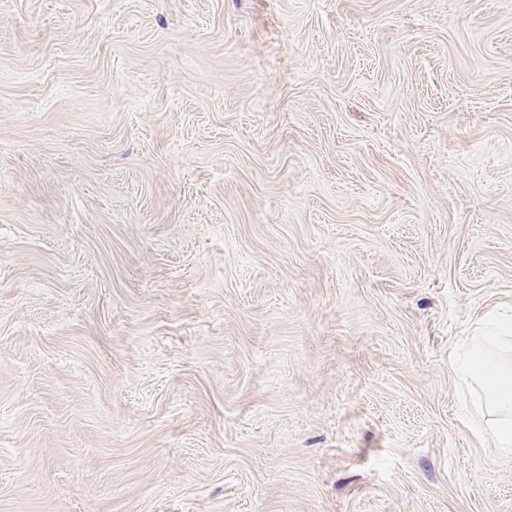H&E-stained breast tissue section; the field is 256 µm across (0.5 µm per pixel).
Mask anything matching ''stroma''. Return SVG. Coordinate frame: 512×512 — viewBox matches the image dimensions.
Segmentation results:
<instances>
[{
  "label": "stroma",
  "mask_w": 512,
  "mask_h": 512,
  "mask_svg": "<svg viewBox=\"0 0 512 512\" xmlns=\"http://www.w3.org/2000/svg\"><path fill=\"white\" fill-rule=\"evenodd\" d=\"M512 0H0V512H512ZM482 362L479 381L490 406L509 416L512 413V369L502 370Z\"/></svg>",
  "instance_id": "35a3bbf8"
}]
</instances>
